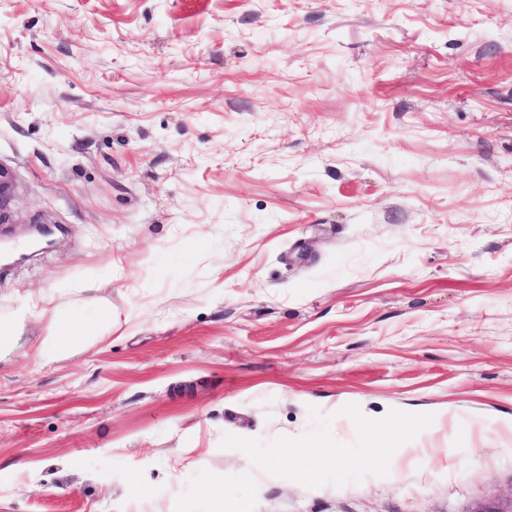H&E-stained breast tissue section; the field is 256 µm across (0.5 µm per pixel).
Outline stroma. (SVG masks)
Instances as JSON below:
<instances>
[{"instance_id": "1", "label": "stroma", "mask_w": 512, "mask_h": 512, "mask_svg": "<svg viewBox=\"0 0 512 512\" xmlns=\"http://www.w3.org/2000/svg\"><path fill=\"white\" fill-rule=\"evenodd\" d=\"M0 168V512H512V0H0ZM53 326V331L39 347V356L44 362L52 361L63 350L76 345L85 335L82 320L73 315L56 318Z\"/></svg>"}]
</instances>
